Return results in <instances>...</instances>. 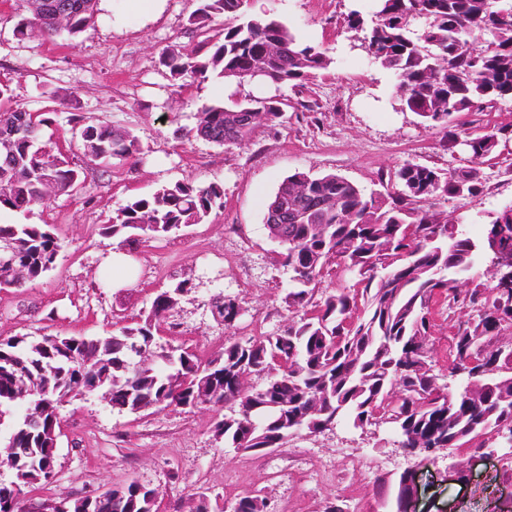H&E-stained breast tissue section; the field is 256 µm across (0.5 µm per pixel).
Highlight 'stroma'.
<instances>
[{
    "label": "stroma",
    "instance_id": "stroma-1",
    "mask_svg": "<svg viewBox=\"0 0 512 512\" xmlns=\"http://www.w3.org/2000/svg\"><path fill=\"white\" fill-rule=\"evenodd\" d=\"M197 6L198 0H160L155 9L138 0H97L94 22L77 40H21L13 28L25 12L23 0H0V84L11 88L14 104L62 111L77 100L81 114L130 131L142 149L136 157L94 165L67 123L54 128L51 147L81 169L83 185L28 211L0 213L2 224L52 225L60 243L47 276L0 288V338L104 336L142 322L158 293L190 279L197 289L181 298L176 328L161 327L157 342L208 357L225 340L210 312L217 292L239 302L241 335L288 322L290 274L276 264L280 247L264 223L265 206L288 175L338 173L370 192L407 162L447 168L445 131L395 109L396 75L357 49L358 33L346 26L353 9L371 19L374 0H262L261 11L323 48L331 63L302 86L254 83L235 91L282 102V117L256 126L244 142L220 146L197 136L201 108L233 91L217 77L177 88L158 63L167 46L190 50L222 34L223 18L202 29L191 23ZM451 126L502 133L496 153L480 163L484 192L442 205L449 221L479 239L512 204V100L456 114ZM175 181L220 185L223 209L162 241L130 244L103 235L104 222L128 200ZM115 248L136 268L135 281L121 288L113 287L105 261ZM61 418L56 481L34 490L37 498L92 495L136 479L158 489L159 512H192L201 500L221 505L254 489L263 490L272 512H324L332 504L367 512L379 478L416 466L395 434L375 425L359 430L341 423L294 436L270 454H245L215 439L217 414L206 405L131 414L88 396L65 406ZM508 457L512 448L500 447L492 459L474 464L464 453H440L416 466V512H512V482L502 477ZM453 467L470 470L469 481L449 480Z\"/></svg>",
    "mask_w": 512,
    "mask_h": 512
}]
</instances>
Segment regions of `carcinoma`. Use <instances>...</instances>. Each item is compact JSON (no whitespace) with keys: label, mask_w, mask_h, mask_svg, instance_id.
Instances as JSON below:
<instances>
[{"label":"carcinoma","mask_w":512,"mask_h":512,"mask_svg":"<svg viewBox=\"0 0 512 512\" xmlns=\"http://www.w3.org/2000/svg\"><path fill=\"white\" fill-rule=\"evenodd\" d=\"M70 6L68 28L53 26L52 12L17 21L24 36L32 25L51 38L74 39L94 18L96 0H49ZM193 21L199 26L224 18V37L190 51L168 47L159 55L173 84L201 83L215 74L238 85L263 67L273 85L302 86L327 67L318 46L298 41L280 20L253 13V0H200ZM421 22L418 29L413 22ZM347 26L363 32L359 47L371 60L396 73L395 103L432 127L448 128L453 114L512 99V0H376L370 25L360 12ZM11 90L0 85V135L6 134L11 161L0 162V211L21 212L45 203L44 182L54 194L69 195L80 172L47 143H29V128L42 137L57 124L55 110L30 112L9 105ZM282 113L273 99L208 105L198 113L196 133L218 145L239 144L263 122ZM67 122L83 155L93 163L126 160L139 153L137 139L104 122L71 112ZM472 142L478 159L491 156L499 132H452ZM379 191L365 192L343 175L296 172L284 179L266 205L269 233L280 237L282 266L291 273L288 308L293 317L282 329L246 340L230 336L224 347L201 361L190 350L165 362L155 333L181 296L197 284L179 282L152 301L134 327L107 336L45 335L38 341L14 337L0 343V426L9 423L7 458L13 479H0V512H15L23 488L51 483L57 439L31 429L28 416H58L77 395L103 392L112 406L132 414L169 407L209 405L220 413L215 435L224 447L260 452L282 448L300 431L329 430L330 421L354 428L375 420L392 429L401 448L423 454L456 448L501 426L512 431V288L477 284L461 292L460 280L487 241L476 244L448 223L440 210L450 197L470 198L483 188L481 171L462 165L438 169L406 163ZM218 185L175 182L147 197L129 200L103 230L128 240H161L204 221L224 206ZM498 245L512 249V213L487 226ZM0 288L40 279L56 261L59 244L48 224H0ZM356 276L350 285L321 292L328 266ZM476 309L448 342L446 360L465 355L484 368L481 384L452 390L439 383L430 346L435 309L453 310L460 299ZM240 306L222 292L211 299L213 320L229 330ZM24 415L11 421L14 407ZM122 493L124 512H155L148 484L110 487L91 497L47 498V512H112V496ZM400 477L383 481L374 512H401ZM260 490L236 500L237 512H267Z\"/></svg>","instance_id":"obj_1"}]
</instances>
